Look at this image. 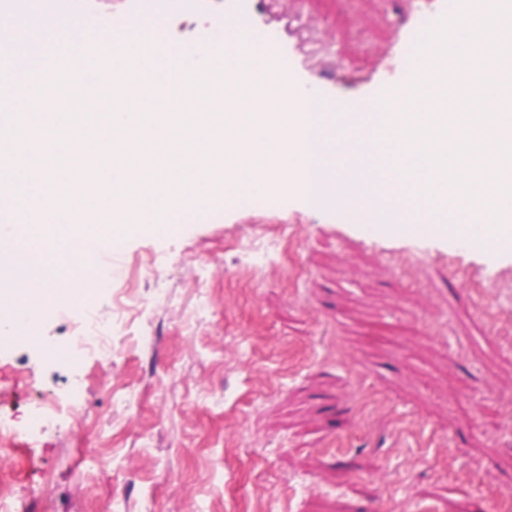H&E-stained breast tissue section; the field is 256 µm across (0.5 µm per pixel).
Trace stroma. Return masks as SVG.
<instances>
[{"mask_svg": "<svg viewBox=\"0 0 512 512\" xmlns=\"http://www.w3.org/2000/svg\"><path fill=\"white\" fill-rule=\"evenodd\" d=\"M281 0L349 98L414 79L413 2ZM111 38L120 0H69ZM220 9L151 19L160 39L221 31ZM0 305V481L24 512H512V243L244 199L130 231L87 304L11 333ZM111 320V357L76 324ZM54 409L46 428L43 398Z\"/></svg>", "mask_w": 512, "mask_h": 512, "instance_id": "35a3bbf8", "label": "stroma"}]
</instances>
